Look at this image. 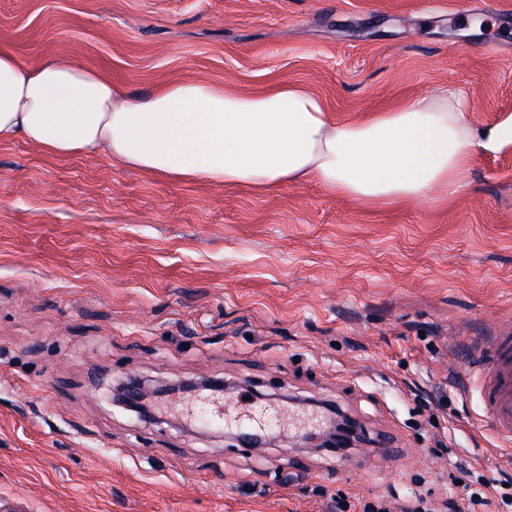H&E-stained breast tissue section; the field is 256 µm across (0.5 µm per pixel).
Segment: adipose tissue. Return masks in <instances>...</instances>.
Masks as SVG:
<instances>
[{
  "label": "adipose tissue",
  "instance_id": "obj_1",
  "mask_svg": "<svg viewBox=\"0 0 512 512\" xmlns=\"http://www.w3.org/2000/svg\"><path fill=\"white\" fill-rule=\"evenodd\" d=\"M17 140L53 157L102 153L161 178L257 193L312 180L389 204L453 193L483 155L512 151V114L475 124L465 93L451 85L339 122L295 84L245 95L182 79L136 97L76 61L29 65L0 51V143Z\"/></svg>",
  "mask_w": 512,
  "mask_h": 512
}]
</instances>
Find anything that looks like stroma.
Instances as JSON below:
<instances>
[{"label":"stroma","mask_w":512,"mask_h":512,"mask_svg":"<svg viewBox=\"0 0 512 512\" xmlns=\"http://www.w3.org/2000/svg\"><path fill=\"white\" fill-rule=\"evenodd\" d=\"M0 49L135 96L288 82L346 122L452 84L476 123L512 114V0H0ZM508 323L512 152L447 199L371 205L0 144V512H330L512 476L465 385ZM133 376L235 380L293 419L229 448L193 435L195 393L152 423L112 406ZM321 401L369 445L301 448Z\"/></svg>","instance_id":"1"}]
</instances>
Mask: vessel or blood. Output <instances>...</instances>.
Wrapping results in <instances>:
<instances>
[{
    "label": "vessel or blood",
    "instance_id": "obj_1",
    "mask_svg": "<svg viewBox=\"0 0 512 512\" xmlns=\"http://www.w3.org/2000/svg\"><path fill=\"white\" fill-rule=\"evenodd\" d=\"M481 388L486 417L497 439L512 441V332L502 331L479 342L473 352L468 373ZM213 425L235 420L242 428L258 430L275 421L276 413L238 401L233 414H226L223 403H214L209 411Z\"/></svg>",
    "mask_w": 512,
    "mask_h": 512
}]
</instances>
